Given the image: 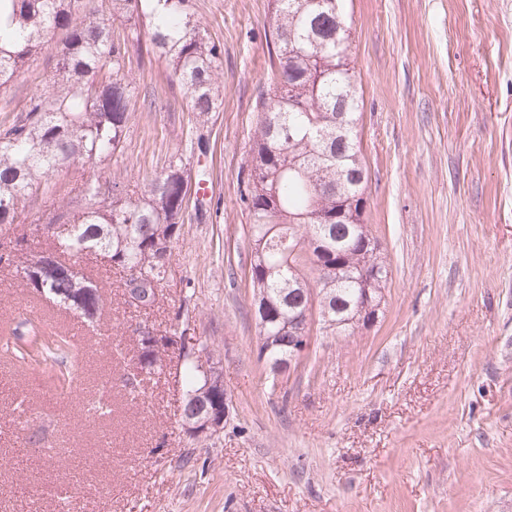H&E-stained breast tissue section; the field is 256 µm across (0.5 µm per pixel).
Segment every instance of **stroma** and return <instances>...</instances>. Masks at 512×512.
Listing matches in <instances>:
<instances>
[{
    "instance_id": "obj_1",
    "label": "stroma",
    "mask_w": 512,
    "mask_h": 512,
    "mask_svg": "<svg viewBox=\"0 0 512 512\" xmlns=\"http://www.w3.org/2000/svg\"><path fill=\"white\" fill-rule=\"evenodd\" d=\"M192 2L224 47V103L197 117L164 63L133 62L138 94L156 106H137L111 169L137 191L184 156L207 204L187 201L149 309L124 304L120 273L87 260L110 303L84 341V389L49 384L41 361L0 356V512H57L63 482L69 512H512V0H343L385 303L351 335L313 332L304 359L279 375L260 354L240 202L272 64L271 3ZM54 51L46 45L0 93V125L50 90ZM190 137L206 154L186 156ZM83 178L81 164L59 168L22 224L78 201ZM33 308L43 327L82 326L0 272V336L28 329ZM135 322L185 328L209 346L229 401L220 431L198 439L183 428L175 367L128 394ZM106 391L111 418H88L84 400ZM22 401L28 429L11 422ZM104 434L120 465L69 471L37 452Z\"/></svg>"
}]
</instances>
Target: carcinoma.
<instances>
[{"label":"carcinoma","mask_w":512,"mask_h":512,"mask_svg":"<svg viewBox=\"0 0 512 512\" xmlns=\"http://www.w3.org/2000/svg\"><path fill=\"white\" fill-rule=\"evenodd\" d=\"M112 18L144 24L149 42H136L139 57L165 63L185 90L187 106L198 117L222 105L223 51L211 40L192 10L191 0H110ZM271 39L276 62L259 105L261 117L250 146V165L241 202L249 225V274L252 298L277 313L258 321L259 335L271 347L267 357H288V322L301 314L315 290L317 324L323 331L344 333L342 324L358 296L354 279L338 280L318 272L315 243L336 252L348 270L378 263L373 287L385 288L384 261L361 252L367 182L355 180L365 170L357 136V84L349 67L350 43L336 45V14L322 0H271ZM63 34L52 58L59 76L52 91L36 94L19 109L20 116L0 128V235L38 201L39 192L62 164L72 160L88 167L76 206L61 201L44 218L64 229L47 236L44 250L21 246L0 272L90 324L100 321L107 298L103 282L85 272L81 262L98 255L123 274V286L139 282L147 294L144 307L156 302L167 281L172 245L179 236L188 190L182 159L153 173L144 192L134 197L120 176L105 168L126 138L135 111L136 92L128 76L129 36L86 13L84 0H0V91L7 90L22 67L48 40ZM320 65L317 78L300 68L301 56ZM102 75L96 84L90 78ZM342 195H336V183ZM346 209L342 224H322L315 215ZM136 350L135 391L141 382L163 372L175 350L147 343L131 329ZM54 350L69 363V381L79 379L83 352L68 337L51 333ZM184 391L181 418L195 417L192 402L211 391L214 408L224 405V384H212L189 355L177 357Z\"/></svg>","instance_id":"obj_1"}]
</instances>
